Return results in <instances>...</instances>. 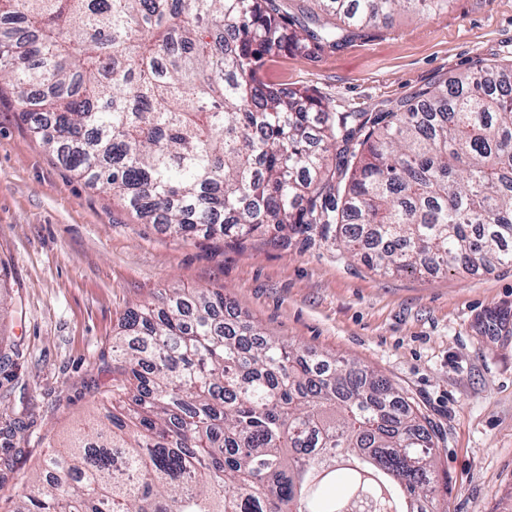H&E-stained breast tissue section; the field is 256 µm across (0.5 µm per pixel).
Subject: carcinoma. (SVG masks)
<instances>
[{"instance_id":"cac0c4a2","label":"carcinoma","mask_w":512,"mask_h":512,"mask_svg":"<svg viewBox=\"0 0 512 512\" xmlns=\"http://www.w3.org/2000/svg\"><path fill=\"white\" fill-rule=\"evenodd\" d=\"M315 2L336 22L283 0H0V89L69 171L178 238L317 228L375 269L512 264V65L374 120L327 112L267 62L450 0ZM161 300L113 337L103 416L9 512H434L431 434L387 378L239 332L222 293Z\"/></svg>"}]
</instances>
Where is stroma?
<instances>
[{
  "mask_svg": "<svg viewBox=\"0 0 512 512\" xmlns=\"http://www.w3.org/2000/svg\"><path fill=\"white\" fill-rule=\"evenodd\" d=\"M512 63V0H450L264 77L332 112L395 111L480 63ZM224 293L228 320L382 374L425 418L448 489L438 512H512V266L381 272L317 232L183 240L88 187L0 96V512L51 448L97 415L112 338L164 290Z\"/></svg>",
  "mask_w": 512,
  "mask_h": 512,
  "instance_id": "35a3bbf8",
  "label": "stroma"
}]
</instances>
